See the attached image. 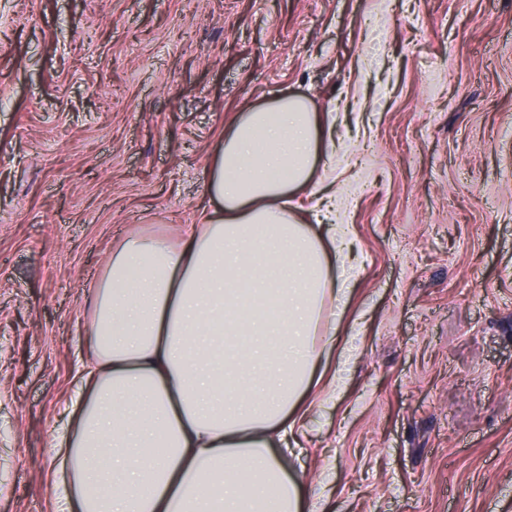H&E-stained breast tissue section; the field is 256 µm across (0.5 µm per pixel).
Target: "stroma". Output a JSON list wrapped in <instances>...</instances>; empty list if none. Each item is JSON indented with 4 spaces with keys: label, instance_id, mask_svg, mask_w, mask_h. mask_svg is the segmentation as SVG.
Returning <instances> with one entry per match:
<instances>
[{
    "label": "stroma",
    "instance_id": "obj_1",
    "mask_svg": "<svg viewBox=\"0 0 512 512\" xmlns=\"http://www.w3.org/2000/svg\"><path fill=\"white\" fill-rule=\"evenodd\" d=\"M281 94L347 158L360 266L306 501L512 512V0H0V512H58L113 251L200 223L226 127Z\"/></svg>",
    "mask_w": 512,
    "mask_h": 512
}]
</instances>
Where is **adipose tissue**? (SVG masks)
<instances>
[{
  "label": "adipose tissue",
  "mask_w": 512,
  "mask_h": 512,
  "mask_svg": "<svg viewBox=\"0 0 512 512\" xmlns=\"http://www.w3.org/2000/svg\"><path fill=\"white\" fill-rule=\"evenodd\" d=\"M320 113L278 95L240 113L207 171L211 209L178 244L130 234L92 297L59 512H303L282 453L357 264L314 179ZM310 191L322 223L292 205Z\"/></svg>",
  "instance_id": "adipose-tissue-1"
}]
</instances>
